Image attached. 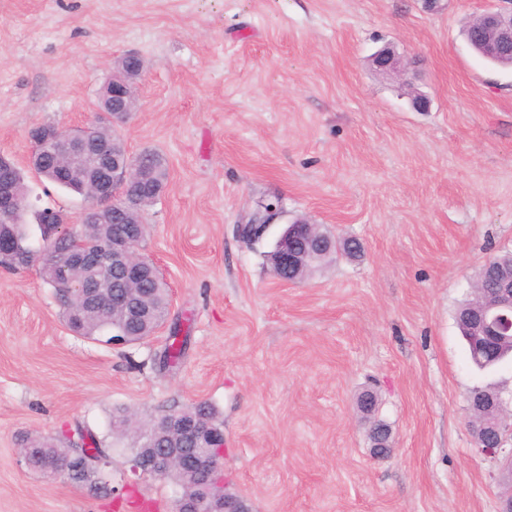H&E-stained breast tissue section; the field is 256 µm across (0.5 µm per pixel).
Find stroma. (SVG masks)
Returning <instances> with one entry per match:
<instances>
[{
    "mask_svg": "<svg viewBox=\"0 0 512 512\" xmlns=\"http://www.w3.org/2000/svg\"><path fill=\"white\" fill-rule=\"evenodd\" d=\"M502 0H0V155L26 167L29 129L91 115L138 54L139 108L118 133L153 150L167 189L141 253L171 291L188 345L111 346L69 330L39 264L0 266V512H172L166 480L127 484L142 422L195 403L224 424V471L252 512H498V461L476 451L468 397L512 413V364L471 362L455 312L478 268L512 250V69L464 41ZM393 46L403 80L370 57ZM431 100L413 109L410 90ZM39 205L77 223L83 196L27 174ZM281 215L249 245L260 204ZM296 220L363 245L306 280L267 260ZM393 446L373 457L359 393ZM83 431L108 448L109 492L32 472L28 441ZM168 339L169 342L159 357V364L162 368L174 367L178 365L185 355L187 341L186 338H179L178 330L176 328L170 332Z\"/></svg>",
    "mask_w": 512,
    "mask_h": 512,
    "instance_id": "35a3bbf8",
    "label": "stroma"
}]
</instances>
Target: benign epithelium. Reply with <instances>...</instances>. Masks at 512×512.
Returning a JSON list of instances; mask_svg holds the SVG:
<instances>
[{
    "label": "benign epithelium",
    "mask_w": 512,
    "mask_h": 512,
    "mask_svg": "<svg viewBox=\"0 0 512 512\" xmlns=\"http://www.w3.org/2000/svg\"><path fill=\"white\" fill-rule=\"evenodd\" d=\"M509 7L481 15L480 35L468 42L480 54L493 63H512V0H504ZM372 65L379 74L393 78L405 74L409 62L394 49L386 47L371 57ZM142 69H122L100 88L93 107L95 119L82 131H72L55 124H42L31 128L28 138L32 146L29 163L39 162L44 154V143H50V152L61 167L68 171L78 170V159H86L90 168L83 170L90 187L85 195L87 206L81 213L82 224H111L119 218L126 224L125 232L112 239H104L95 246L80 244L66 252V263L58 269L67 275L71 268H82L91 273L77 282L72 292L76 306L81 310L97 307L102 300H109L112 308L119 309L130 323L138 322L144 312V303L133 289L112 292L103 278V272L114 271L129 283H136L151 276L155 267L138 253L143 229L140 224H130L127 214L136 201H130L121 193V187L144 180L139 160L127 154L122 158H108L109 147L92 130L107 123L117 114H127L136 108L135 86ZM21 213V205L13 195L9 176L0 167V218L13 224ZM330 249L326 236L316 231V225L299 220L285 228L274 247L276 274L282 283L288 275ZM493 277L491 294L480 307L469 313L466 333L473 337L477 351L491 349L503 336L512 335V275L508 276L489 269ZM169 430L177 442L155 450L149 463L134 454L128 460V481L144 477L165 479L173 470L192 475L199 493L179 494L173 512H249L245 499L229 491L216 492L223 487L224 432L216 430L197 417L174 415L167 419ZM373 453L386 454L391 448V431L381 425L368 430ZM484 445L479 451L487 456L503 457L500 479L512 482V448L505 445L512 439V429L499 424L481 431Z\"/></svg>",
    "instance_id": "benign-epithelium-1"
}]
</instances>
